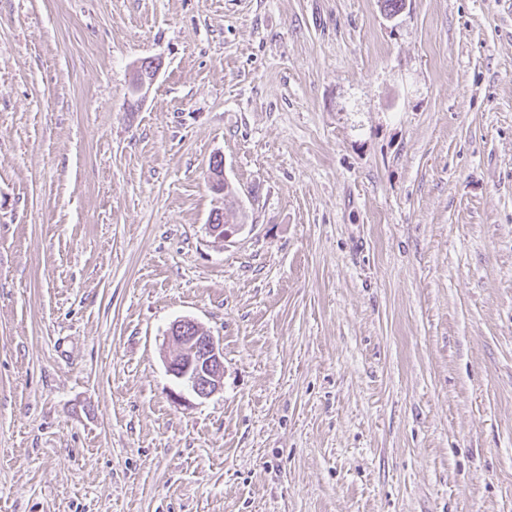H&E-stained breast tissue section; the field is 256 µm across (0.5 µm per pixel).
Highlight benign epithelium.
I'll return each mask as SVG.
<instances>
[{
  "label": "benign epithelium",
  "mask_w": 512,
  "mask_h": 512,
  "mask_svg": "<svg viewBox=\"0 0 512 512\" xmlns=\"http://www.w3.org/2000/svg\"><path fill=\"white\" fill-rule=\"evenodd\" d=\"M161 62L150 60L136 65L131 82L134 103H139L153 85ZM224 213L215 210L209 218V229L226 241L238 234L241 225L220 224ZM168 342L173 353L166 360L168 372L185 389L198 398H208L216 392L224 375V352L214 336L192 319H180L171 325Z\"/></svg>",
  "instance_id": "obj_1"
}]
</instances>
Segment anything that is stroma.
I'll return each mask as SVG.
<instances>
[{
    "label": "stroma",
    "mask_w": 512,
    "mask_h": 512,
    "mask_svg": "<svg viewBox=\"0 0 512 512\" xmlns=\"http://www.w3.org/2000/svg\"><path fill=\"white\" fill-rule=\"evenodd\" d=\"M0 512H512V0H0ZM160 68L161 62L155 60L143 61L136 65L131 82V94L135 104H138L146 96ZM217 218L220 219L221 223L224 222V224H218ZM232 221L231 223H229ZM209 229L210 231L215 234L218 238H222L225 241L232 239L235 235L238 234L241 224H236L234 220H230V215L224 211L215 210L210 215L209 218ZM167 336L173 348L168 372L197 398L210 397L224 375V352L215 337L188 318L173 322Z\"/></svg>",
    "instance_id": "stroma-1"
}]
</instances>
